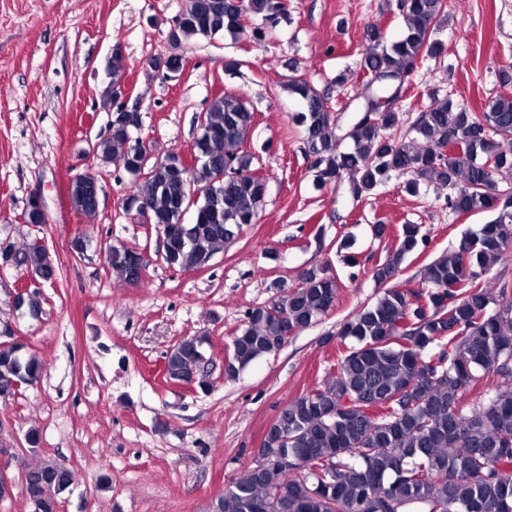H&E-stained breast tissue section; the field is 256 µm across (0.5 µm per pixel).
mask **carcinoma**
Returning a JSON list of instances; mask_svg holds the SVG:
<instances>
[{
  "mask_svg": "<svg viewBox=\"0 0 512 512\" xmlns=\"http://www.w3.org/2000/svg\"><path fill=\"white\" fill-rule=\"evenodd\" d=\"M403 35L390 41L380 30L361 59L369 80L357 97L349 128L337 125L327 99L305 77L285 89L300 99L295 116L304 127L303 152L316 183H340L368 197L392 174L407 175L404 190L420 184L448 190L455 214L492 212L478 233L461 240L451 257L424 269L421 286L393 285L408 256L427 245L418 224H404L398 243L372 268L384 286L375 302L361 307L340 327V356L323 385L290 401L269 427L262 447L272 457L232 478L212 512H512V283L484 275L512 252V189H499L496 174L512 169V65L500 72L504 92L479 113L443 98L418 113L411 131L401 132L396 102L417 64L443 53L433 34L447 0H397ZM288 14L281 0H192L177 24L175 41L244 32ZM209 134L197 145L191 171L168 155L144 164L126 134L116 128L97 146L101 162L122 163L130 175L145 168L144 184L126 197L125 210L150 208L154 224L176 229L187 212L188 234L168 240L164 263L195 271L257 221L265 182L252 176L253 157L242 150L255 123L243 98L224 93L205 107ZM351 141L347 148L345 141ZM452 141L460 149L439 155L434 146ZM199 200L190 203V192ZM73 207L87 216L97 202L75 191ZM19 266L51 277L56 267L44 250L27 242L15 249ZM108 265L135 284L148 261L135 249L112 247ZM337 282L323 266L302 274V286L279 301L246 313L233 337L224 376L236 378L257 358L280 351L287 332L317 322L333 307ZM206 336L184 337L165 358L166 379L194 381L204 389ZM43 362L20 344H0V397L36 384ZM485 391L471 398L479 378ZM72 470L44 462L25 469L24 490L35 512H58L59 496Z\"/></svg>",
  "mask_w": 512,
  "mask_h": 512,
  "instance_id": "obj_1",
  "label": "carcinoma"
}]
</instances>
